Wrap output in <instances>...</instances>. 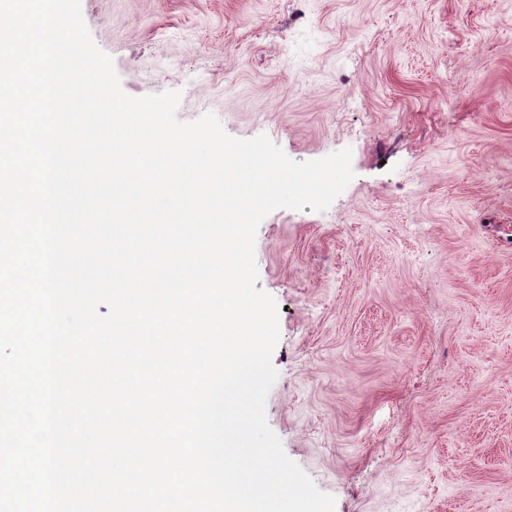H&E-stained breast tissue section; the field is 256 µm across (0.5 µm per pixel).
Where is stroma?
Returning a JSON list of instances; mask_svg holds the SVG:
<instances>
[{
  "instance_id": "1",
  "label": "stroma",
  "mask_w": 512,
  "mask_h": 512,
  "mask_svg": "<svg viewBox=\"0 0 512 512\" xmlns=\"http://www.w3.org/2000/svg\"><path fill=\"white\" fill-rule=\"evenodd\" d=\"M123 90L180 92L292 160L325 211L256 234L266 417L335 512H512V0H81Z\"/></svg>"
}]
</instances>
